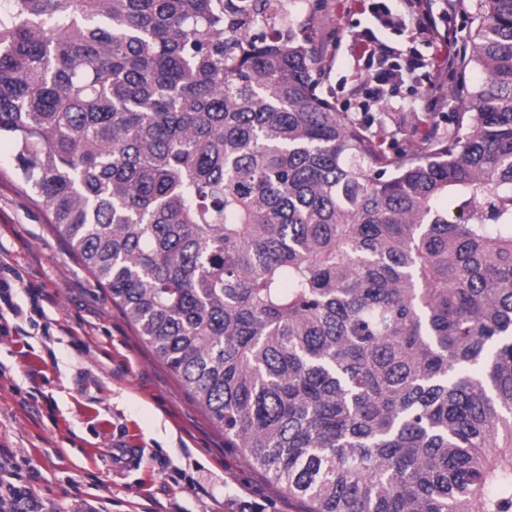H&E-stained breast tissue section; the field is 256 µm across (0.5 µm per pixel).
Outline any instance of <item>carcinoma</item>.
I'll return each instance as SVG.
<instances>
[{"instance_id": "1", "label": "carcinoma", "mask_w": 512, "mask_h": 512, "mask_svg": "<svg viewBox=\"0 0 512 512\" xmlns=\"http://www.w3.org/2000/svg\"><path fill=\"white\" fill-rule=\"evenodd\" d=\"M475 20L464 134L409 152L303 0H0L17 178L304 512H512V0Z\"/></svg>"}]
</instances>
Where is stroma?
<instances>
[{
  "label": "stroma",
  "mask_w": 512,
  "mask_h": 512,
  "mask_svg": "<svg viewBox=\"0 0 512 512\" xmlns=\"http://www.w3.org/2000/svg\"><path fill=\"white\" fill-rule=\"evenodd\" d=\"M317 15L320 93L341 112L374 116L371 134L401 149L421 146L419 116L462 111L484 74L460 63L437 105L424 94L428 73L474 33L459 0L446 36L423 41L414 27L376 26L373 0H311ZM414 60L376 93L364 57L367 32ZM14 148L0 140V256L38 288L48 335L0 336V444L35 471L43 512H303L233 449L177 377L136 334L122 311L72 259L45 209L19 188ZM141 451L121 467L115 447Z\"/></svg>",
  "instance_id": "35a3bbf8"
}]
</instances>
